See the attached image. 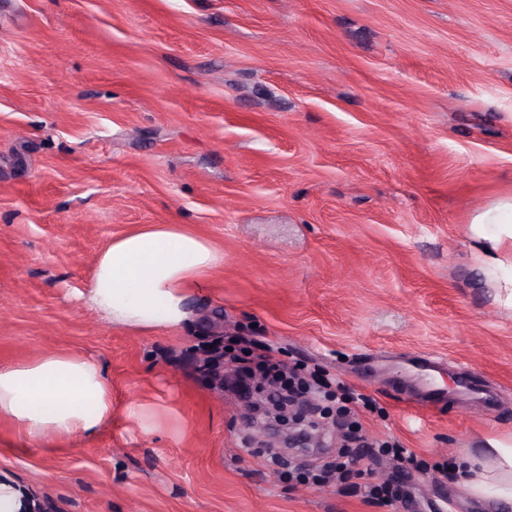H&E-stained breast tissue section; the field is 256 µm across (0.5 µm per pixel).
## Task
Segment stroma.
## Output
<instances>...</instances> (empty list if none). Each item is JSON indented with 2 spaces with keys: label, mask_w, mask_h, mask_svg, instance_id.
<instances>
[{
  "label": "stroma",
  "mask_w": 512,
  "mask_h": 512,
  "mask_svg": "<svg viewBox=\"0 0 512 512\" xmlns=\"http://www.w3.org/2000/svg\"><path fill=\"white\" fill-rule=\"evenodd\" d=\"M505 196L512 0H0V367L69 351L112 384L93 438L1 422L0 472L51 512H392L289 481L204 349L257 337L373 397L370 435L432 465L512 438V307L471 238ZM142 224L224 253L183 328L81 297ZM430 380L444 402L412 403ZM412 487L488 512L448 479Z\"/></svg>",
  "instance_id": "35a3bbf8"
}]
</instances>
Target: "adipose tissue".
Instances as JSON below:
<instances>
[{
  "label": "adipose tissue",
  "mask_w": 512,
  "mask_h": 512,
  "mask_svg": "<svg viewBox=\"0 0 512 512\" xmlns=\"http://www.w3.org/2000/svg\"><path fill=\"white\" fill-rule=\"evenodd\" d=\"M471 233L486 271L512 304V197L482 209ZM223 265V251L186 225H146L112 237L98 252L82 297L111 324L139 333L175 330L191 318L190 298ZM0 420L40 443L89 437L112 421V385L97 360L48 353L0 368ZM453 474L475 498L512 504L511 443L494 441L461 458Z\"/></svg>",
  "instance_id": "obj_1"
}]
</instances>
